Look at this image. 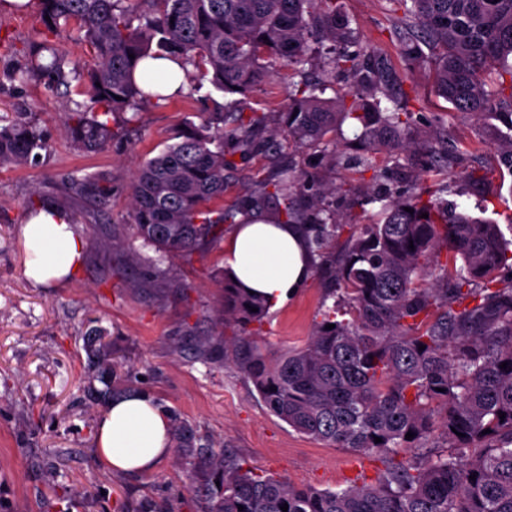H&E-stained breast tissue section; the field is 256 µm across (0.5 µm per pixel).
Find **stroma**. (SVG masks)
I'll list each match as a JSON object with an SVG mask.
<instances>
[{
  "label": "stroma",
  "instance_id": "1",
  "mask_svg": "<svg viewBox=\"0 0 512 512\" xmlns=\"http://www.w3.org/2000/svg\"><path fill=\"white\" fill-rule=\"evenodd\" d=\"M343 9L361 46L386 57L409 92L412 127L429 137L447 130L457 145L462 160L449 166V180L459 182L470 171L494 166L500 122L451 112L434 93L428 68L406 66L389 39L392 16L386 0H343ZM43 29L38 8L0 10V118L25 115L52 142L38 166L0 168V512H114L118 499L127 512H139L146 502L154 512H207L215 480L194 474L177 454L142 474L119 473L97 462L95 426L107 402L95 394L106 389L115 396L130 389L149 394L170 418L193 428L202 445L228 447L244 467L293 485L336 490L375 481L380 463L298 434L267 411L238 369L196 355L197 343L214 333L223 294L215 272L224 266L223 244L188 257H163L125 226L128 185L138 163L159 153L184 120L218 111L225 95L186 90L151 102L135 121L120 117L113 122L106 151L76 153L61 118L86 104L80 87L14 78L26 66L23 46ZM289 80L288 68L274 67L269 80L247 98L248 107L268 114L270 128L284 124ZM236 164L238 182L225 194L228 202L244 184L279 166L318 174L323 183L345 189L372 182L371 173L326 166L285 141L273 155L240 156ZM72 174L111 178L110 205L99 224L82 225L81 232L105 238L119 224L124 246L114 251L86 247L82 266L69 282L31 286L23 275L26 253L19 235L27 204ZM493 186L488 205L472 194L457 202L473 215L497 221L510 241L506 217L512 213V182L497 179ZM130 252L141 257L138 269L123 265ZM137 273L148 275L147 287H129ZM331 305L315 276L287 304L243 332L274 357L304 343ZM96 328L106 330L111 353L122 364L105 380L88 366V334Z\"/></svg>",
  "mask_w": 512,
  "mask_h": 512
}]
</instances>
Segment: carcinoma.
Returning <instances> with one entry per match:
<instances>
[{"instance_id":"carcinoma-1","label":"carcinoma","mask_w":512,"mask_h":512,"mask_svg":"<svg viewBox=\"0 0 512 512\" xmlns=\"http://www.w3.org/2000/svg\"><path fill=\"white\" fill-rule=\"evenodd\" d=\"M33 2L49 17L47 31L63 23L83 32L94 61L83 67L44 35L25 47L27 66L18 76L79 83L88 104L62 118L76 151L106 149L116 114L136 115L165 99L135 82L142 60L169 56L192 91L232 96L222 111L185 122L135 170L129 224L144 244L190 256L217 243L220 226L239 215L304 224L319 258L315 272L325 274L326 297L334 299L307 341L275 359L249 336L201 341L197 351L236 367L266 409L297 433L380 461L377 480L338 490L294 486L244 467L227 449L202 451L190 427L174 424L177 451L222 476L208 512H282L285 504L287 512H512V258L499 224L459 210L449 196L461 190L448 180L408 194L367 192L360 205L381 204L380 220L352 235L338 256L330 242L340 220L325 203L335 188L315 174L290 169L255 181L228 207L211 205L234 182L233 156L273 142L264 136L266 113L238 99L265 80L270 62L295 78L283 133L299 146L330 156L328 136L340 120L355 130L347 144L366 156L365 169H376L379 155L411 148V112L397 101L407 94L395 88L383 55L358 47L341 0H30L16 10ZM388 3L397 18L390 40L406 64H429L435 93L453 111L502 121L507 135L496 171L512 176V0ZM323 41L333 45L327 56L316 50ZM338 73L347 90L325 96ZM50 149L36 123L0 124V168L32 164ZM430 153L450 165L456 149L448 132ZM62 185L63 196L41 201L57 204L75 224L93 223L112 198V179L101 175H72ZM443 252L440 284L424 286L428 263ZM221 280L215 335L265 317L264 300L245 295L224 273ZM98 342L103 377L118 363L101 332Z\"/></svg>"}]
</instances>
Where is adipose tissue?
Returning <instances> with one entry per match:
<instances>
[{
    "label": "adipose tissue",
    "mask_w": 512,
    "mask_h": 512,
    "mask_svg": "<svg viewBox=\"0 0 512 512\" xmlns=\"http://www.w3.org/2000/svg\"><path fill=\"white\" fill-rule=\"evenodd\" d=\"M136 82L164 95L186 86L185 71L171 58L141 61ZM29 260L23 274L33 286L67 281L79 269L85 241L75 224L56 208L39 209L20 227ZM224 271L238 287L277 307L310 281L313 258L302 226L253 219L235 225L224 251ZM96 459L107 469L125 473L154 470L172 451L168 414L144 393L112 401L97 421Z\"/></svg>",
    "instance_id": "1"
}]
</instances>
